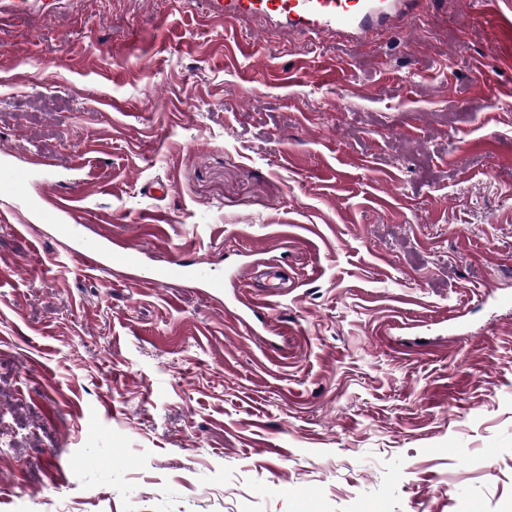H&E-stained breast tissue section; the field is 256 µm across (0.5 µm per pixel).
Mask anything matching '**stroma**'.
Instances as JSON below:
<instances>
[{
  "instance_id": "35a3bbf8",
  "label": "stroma",
  "mask_w": 512,
  "mask_h": 512,
  "mask_svg": "<svg viewBox=\"0 0 512 512\" xmlns=\"http://www.w3.org/2000/svg\"><path fill=\"white\" fill-rule=\"evenodd\" d=\"M294 287L202 289L0 222V512H512V43L464 0L356 47L186 0L0 15V183ZM168 188L156 199L149 186ZM291 225L294 242L274 233ZM236 301L241 305L240 307L235 308L236 320L239 321L245 328L247 336L252 337L256 343H262L263 340L261 339V336L264 335L263 332L265 330L264 322H261L262 329H260L257 326H253L249 322V320L252 318V316H256L255 314L258 313V310H262V308L265 306L259 302H253L251 300H242L237 297Z\"/></svg>"
}]
</instances>
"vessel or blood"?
<instances>
[{
    "mask_svg": "<svg viewBox=\"0 0 512 512\" xmlns=\"http://www.w3.org/2000/svg\"><path fill=\"white\" fill-rule=\"evenodd\" d=\"M205 17L232 25L251 23L259 32L277 30L300 40H335L339 43L360 44L372 40L380 31H399L405 20L427 13L436 0H189ZM34 171L17 167L11 183L0 186V195L19 196L21 208L16 216L21 223L36 220L42 224H60L69 238L73 256L89 262L96 270L111 266L133 269L134 281L156 286L185 283L203 289L213 299L223 295L228 282L223 273L199 263L171 257L163 264H148L143 251L129 240L114 242L110 232L90 230L75 221V198L56 195L46 201L43 195L23 194ZM262 305L242 301L235 318L244 324L247 336L260 339L262 329L251 325L252 316Z\"/></svg>",
    "mask_w": 512,
    "mask_h": 512,
    "instance_id": "1",
    "label": "vessel or blood"
}]
</instances>
